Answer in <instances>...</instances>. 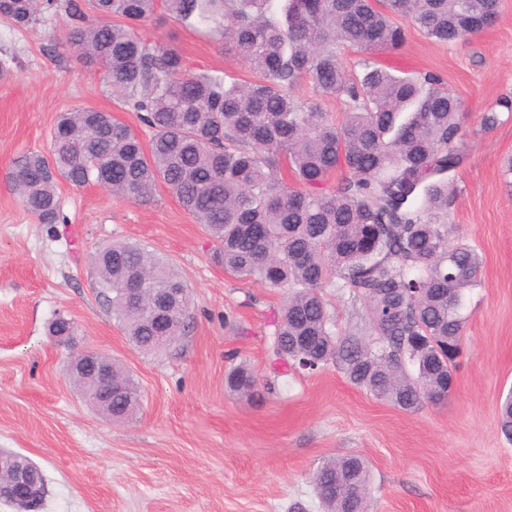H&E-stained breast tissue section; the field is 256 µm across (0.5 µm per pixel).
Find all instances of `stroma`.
Here are the masks:
<instances>
[{"mask_svg":"<svg viewBox=\"0 0 512 512\" xmlns=\"http://www.w3.org/2000/svg\"><path fill=\"white\" fill-rule=\"evenodd\" d=\"M65 14L25 29L0 22V452L25 456L47 479L40 512H321L310 481L329 457L371 466L369 512H512V444L498 426L512 388V0L490 29L463 42L408 30L373 59L397 74L438 76L459 102L464 161L453 180L454 238L482 256L464 297L467 320L446 404L408 413L349 384L336 369L273 365L269 321L281 291L226 274L202 224L165 187L149 203L96 184L60 183L65 223H37L13 189L15 158L48 151L59 113L90 106L149 140V130L64 42ZM140 34L174 43L193 72L260 74L165 12ZM498 124L483 128L486 112ZM145 248L189 289L191 327L176 350L146 354L129 341L96 289L90 256L113 242ZM77 325L78 347L107 354L138 382L126 422L91 406L66 374L72 348L48 334L56 315ZM246 362L263 391L225 390Z\"/></svg>","mask_w":512,"mask_h":512,"instance_id":"35a3bbf8","label":"stroma"}]
</instances>
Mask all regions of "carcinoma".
I'll return each instance as SVG.
<instances>
[{
  "label": "carcinoma",
  "instance_id": "carcinoma-1",
  "mask_svg": "<svg viewBox=\"0 0 512 512\" xmlns=\"http://www.w3.org/2000/svg\"><path fill=\"white\" fill-rule=\"evenodd\" d=\"M160 5L262 80L193 73L177 49L143 39L138 28ZM498 8L499 0H5L0 17L19 27L64 12L67 44L151 130L145 144L108 112L72 108L58 116L48 153L15 162L14 190L38 223L58 224L61 178L139 203L164 185L216 243L225 273L284 291L269 336L274 363L307 372L332 365L404 411L437 405L450 395L448 349L460 346L464 293L482 263L451 240L447 224L452 174L463 162L459 102L438 77L398 75L370 55L401 46L407 25L440 43L466 41L494 24ZM340 47L364 55L360 77L342 65ZM304 80L319 97L345 96L348 110L337 120L319 101L299 99ZM335 175L337 185L325 188ZM91 264L137 349L177 346L190 298L172 266L118 242ZM132 278L145 288L139 308L125 299ZM170 288L173 331L161 343L142 308ZM326 288L349 289L368 330L338 328ZM256 386L243 363L225 379L240 397ZM134 406L113 398L112 420L128 419ZM499 425L512 440V395ZM312 483L323 512H368L361 457L323 461Z\"/></svg>",
  "mask_w": 512,
  "mask_h": 512
}]
</instances>
